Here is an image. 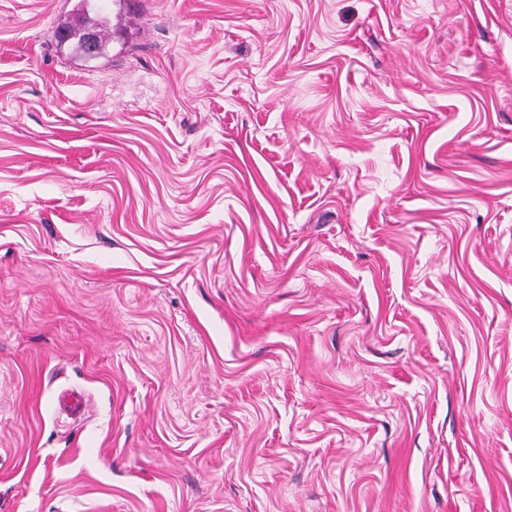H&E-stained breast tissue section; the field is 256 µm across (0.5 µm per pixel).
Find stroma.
Masks as SVG:
<instances>
[{"label": "stroma", "mask_w": 512, "mask_h": 512, "mask_svg": "<svg viewBox=\"0 0 512 512\" xmlns=\"http://www.w3.org/2000/svg\"><path fill=\"white\" fill-rule=\"evenodd\" d=\"M93 2L0 0V512H512V0ZM84 19L82 24L73 25L69 23L61 24L56 32L57 42L60 46H67L75 51L79 56L86 60L96 59L104 54L107 39L105 36L107 26L104 21L90 16L88 9L84 12ZM86 28H94L98 34V41L96 43V35L92 32H87L85 39L88 45L92 46L96 43L94 50H91L83 40L82 31ZM60 413L66 414L74 421L80 420L88 410V403L81 391L71 388L61 392L57 401Z\"/></svg>", "instance_id": "stroma-1"}]
</instances>
